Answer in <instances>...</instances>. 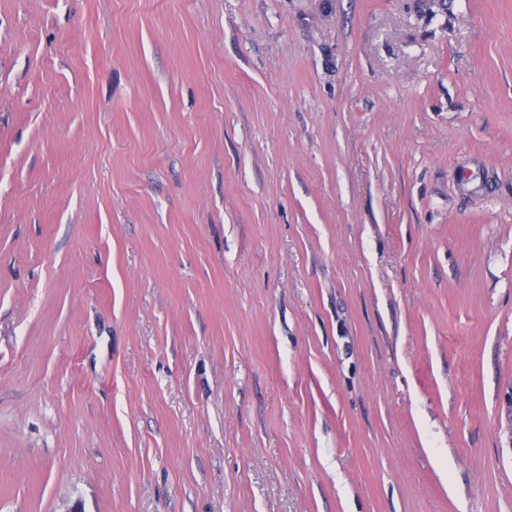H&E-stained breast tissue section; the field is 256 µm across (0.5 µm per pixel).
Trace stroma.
<instances>
[{
	"label": "stroma",
	"instance_id": "obj_1",
	"mask_svg": "<svg viewBox=\"0 0 512 512\" xmlns=\"http://www.w3.org/2000/svg\"><path fill=\"white\" fill-rule=\"evenodd\" d=\"M512 512V0H0V512Z\"/></svg>",
	"mask_w": 512,
	"mask_h": 512
}]
</instances>
